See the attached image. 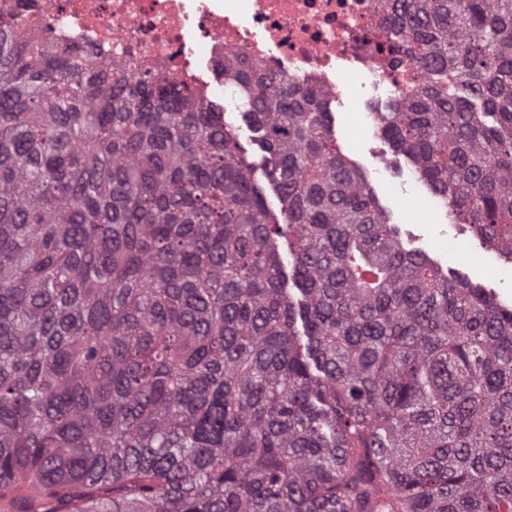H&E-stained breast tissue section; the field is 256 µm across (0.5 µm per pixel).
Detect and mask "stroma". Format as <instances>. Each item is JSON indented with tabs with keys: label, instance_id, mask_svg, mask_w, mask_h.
Instances as JSON below:
<instances>
[{
	"label": "stroma",
	"instance_id": "obj_1",
	"mask_svg": "<svg viewBox=\"0 0 512 512\" xmlns=\"http://www.w3.org/2000/svg\"><path fill=\"white\" fill-rule=\"evenodd\" d=\"M205 95L225 108L239 143L254 166V179L264 190L271 210L280 204L265 175L267 154L251 120L236 106L231 88L217 75L205 73ZM383 91L351 79L342 93L328 102L327 123L342 151L366 174L368 187L397 229L406 248L429 257L443 270H452L474 284L493 290L498 301L512 307V261L500 258L471 232L468 225L450 220L448 208L415 173L412 162L397 153L376 126L360 115L367 106L387 102Z\"/></svg>",
	"mask_w": 512,
	"mask_h": 512
}]
</instances>
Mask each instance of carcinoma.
Instances as JSON below:
<instances>
[{"instance_id": "1", "label": "carcinoma", "mask_w": 512, "mask_h": 512, "mask_svg": "<svg viewBox=\"0 0 512 512\" xmlns=\"http://www.w3.org/2000/svg\"><path fill=\"white\" fill-rule=\"evenodd\" d=\"M39 8L0 10V490L33 492L16 512H512V309L404 247L328 97L224 57L275 213L224 110L46 43L25 28ZM379 8L421 74L379 131L511 261L512 0Z\"/></svg>"}]
</instances>
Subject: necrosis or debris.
<instances>
[{
    "mask_svg": "<svg viewBox=\"0 0 512 512\" xmlns=\"http://www.w3.org/2000/svg\"><path fill=\"white\" fill-rule=\"evenodd\" d=\"M42 28L113 64L138 62L159 77L195 80L240 56L289 81L337 94L360 75L414 94L419 74L385 49L378 0H44Z\"/></svg>",
    "mask_w": 512,
    "mask_h": 512,
    "instance_id": "4bbe7bcc",
    "label": "necrosis or debris"
}]
</instances>
